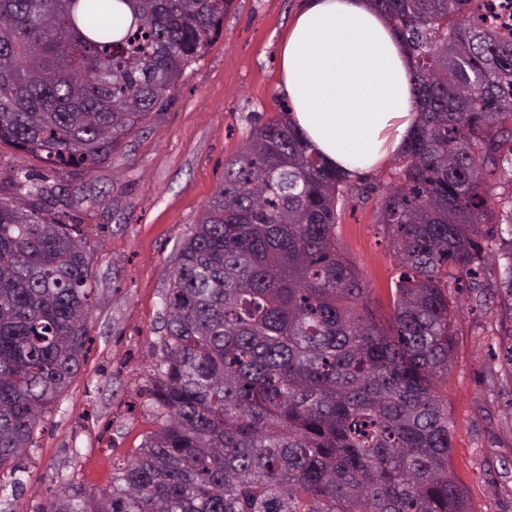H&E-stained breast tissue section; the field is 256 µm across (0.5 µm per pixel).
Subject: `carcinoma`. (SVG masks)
<instances>
[{
  "label": "carcinoma",
  "mask_w": 512,
  "mask_h": 512,
  "mask_svg": "<svg viewBox=\"0 0 512 512\" xmlns=\"http://www.w3.org/2000/svg\"><path fill=\"white\" fill-rule=\"evenodd\" d=\"M233 0H0V144L90 174L220 34ZM408 47L418 118L377 220L402 272L372 306L337 241L349 175L284 110L252 129L176 245L150 400L161 424L95 494L46 512H471L440 381L453 284L495 237L486 177L512 162V35L481 0H370ZM132 7L125 30L112 27ZM0 199V468L78 372L89 243Z\"/></svg>",
  "instance_id": "cac0c4a2"
}]
</instances>
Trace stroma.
<instances>
[{
  "mask_svg": "<svg viewBox=\"0 0 512 512\" xmlns=\"http://www.w3.org/2000/svg\"><path fill=\"white\" fill-rule=\"evenodd\" d=\"M305 0H233L221 35L189 67L169 96L121 151L90 176L51 170L40 158L0 145V199L15 195L18 173L55 187L49 216L80 225L91 245L95 288L79 372L56 411L21 457L18 475L0 470V512H44L69 480L108 488L113 462L133 454L161 419L149 399L163 299L177 243L224 180L257 119L290 102L280 86L283 36ZM394 161L351 176L337 206L338 242L387 305L400 267L376 222ZM482 304L472 289H453L461 308L454 358L441 390L454 422L452 467L473 512H512V294L502 286L512 240L484 246ZM23 482L11 489L13 478Z\"/></svg>",
  "mask_w": 512,
  "mask_h": 512,
  "instance_id": "obj_1",
  "label": "stroma"
}]
</instances>
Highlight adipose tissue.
Here are the masks:
<instances>
[{
    "label": "adipose tissue",
    "mask_w": 512,
    "mask_h": 512,
    "mask_svg": "<svg viewBox=\"0 0 512 512\" xmlns=\"http://www.w3.org/2000/svg\"><path fill=\"white\" fill-rule=\"evenodd\" d=\"M413 67L369 0H307L281 45L293 120L320 156L348 173L402 150L415 125Z\"/></svg>",
    "instance_id": "obj_1"
}]
</instances>
